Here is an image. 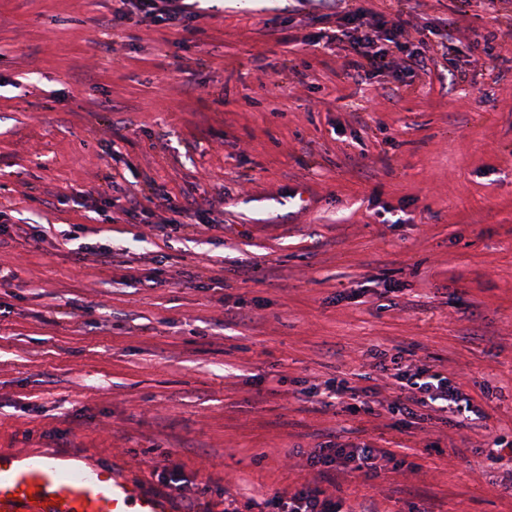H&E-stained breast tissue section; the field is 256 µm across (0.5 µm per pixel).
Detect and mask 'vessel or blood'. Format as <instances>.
Segmentation results:
<instances>
[{
  "label": "vessel or blood",
  "mask_w": 512,
  "mask_h": 512,
  "mask_svg": "<svg viewBox=\"0 0 512 512\" xmlns=\"http://www.w3.org/2000/svg\"><path fill=\"white\" fill-rule=\"evenodd\" d=\"M171 495L109 467L87 469L49 452H0V512H174Z\"/></svg>",
  "instance_id": "vessel-or-blood-1"
}]
</instances>
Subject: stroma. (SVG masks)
Listing matches in <instances>:
<instances>
[{
	"mask_svg": "<svg viewBox=\"0 0 512 512\" xmlns=\"http://www.w3.org/2000/svg\"><path fill=\"white\" fill-rule=\"evenodd\" d=\"M176 2L190 30L0 0V449L172 471L196 512L305 484L347 512H512V458L487 459L512 439V0H424L425 68L359 81L347 41H309L352 0ZM374 346L483 419L396 424ZM333 378L374 414L302 398ZM330 432L394 459L326 483L305 458Z\"/></svg>",
	"mask_w": 512,
	"mask_h": 512,
	"instance_id": "obj_1",
	"label": "stroma"
}]
</instances>
